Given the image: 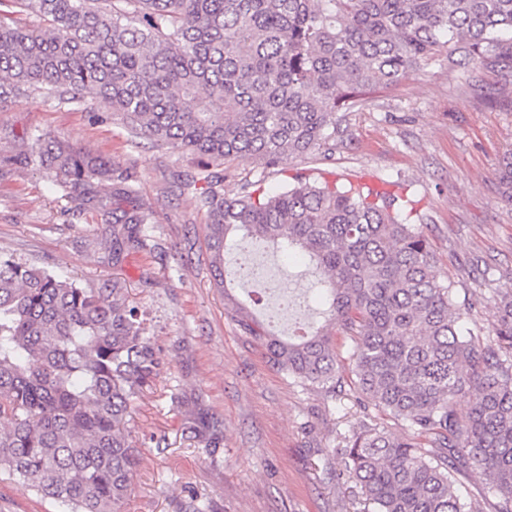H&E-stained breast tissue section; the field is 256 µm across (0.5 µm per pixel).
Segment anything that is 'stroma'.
Segmentation results:
<instances>
[{"label": "stroma", "instance_id": "1", "mask_svg": "<svg viewBox=\"0 0 512 512\" xmlns=\"http://www.w3.org/2000/svg\"><path fill=\"white\" fill-rule=\"evenodd\" d=\"M511 84L500 74L429 64L342 113L331 154L296 159L284 171L249 158L225 162L224 190L234 194L256 180L271 190L297 173L410 189L438 273L459 300L477 301L461 326L486 336L498 289L512 285V205L497 187L499 160L512 149V107L502 102ZM30 134L131 168L155 216L150 249L124 250L116 261L100 217L72 214L42 168L0 169V252L85 288L120 280L148 313L146 334L163 366L129 422L140 464L124 512H362L353 484L335 476L337 435L366 423L398 436L408 430L360 404L348 370L340 372L339 392L303 385L237 322L215 286L205 214L180 187L196 171L194 156L132 139L94 92L77 104L38 93L1 102L0 157ZM265 281L235 282L234 293L257 321L287 335L307 319L304 284L288 282L297 301L284 310ZM0 512L58 509L0 473Z\"/></svg>", "mask_w": 512, "mask_h": 512}]
</instances>
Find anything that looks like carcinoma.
I'll use <instances>...</instances> for the list:
<instances>
[{
	"label": "carcinoma",
	"instance_id": "1",
	"mask_svg": "<svg viewBox=\"0 0 512 512\" xmlns=\"http://www.w3.org/2000/svg\"><path fill=\"white\" fill-rule=\"evenodd\" d=\"M16 8L43 26L19 25ZM436 61L511 74L512 0H0V101L95 90L135 136L193 154L184 188L206 214L218 287L228 251L262 242L318 274L327 324L288 338L227 299L304 385L336 390L332 329L354 338L356 393L414 434L371 423L341 437L336 478L360 488L365 512H470L455 474L471 465L496 512H512V287L477 344L406 193L302 176L223 189L226 160L286 169L332 152L338 113ZM35 159L75 211L112 225L113 260L146 247L154 214L133 172L46 135L4 163ZM498 181L512 203V152ZM161 365L121 281L81 288L0 254V471L60 512H121L139 463L128 422Z\"/></svg>",
	"mask_w": 512,
	"mask_h": 512
}]
</instances>
